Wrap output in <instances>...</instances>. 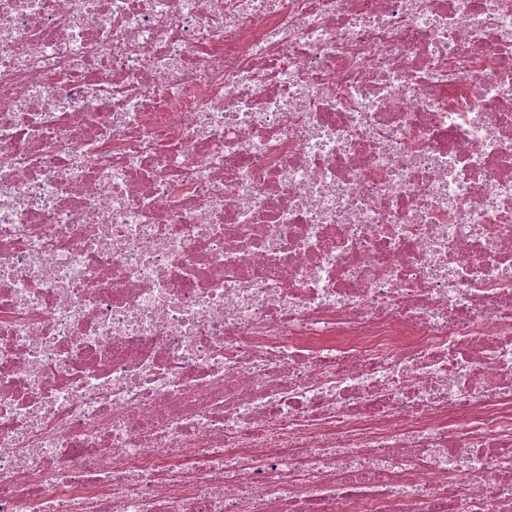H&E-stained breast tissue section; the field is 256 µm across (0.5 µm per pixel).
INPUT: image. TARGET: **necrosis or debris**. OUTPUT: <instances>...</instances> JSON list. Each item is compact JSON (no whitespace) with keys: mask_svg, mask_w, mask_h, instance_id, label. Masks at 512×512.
Returning a JSON list of instances; mask_svg holds the SVG:
<instances>
[{"mask_svg":"<svg viewBox=\"0 0 512 512\" xmlns=\"http://www.w3.org/2000/svg\"><path fill=\"white\" fill-rule=\"evenodd\" d=\"M0 512H512V0H0Z\"/></svg>","mask_w":512,"mask_h":512,"instance_id":"4bbe7bcc","label":"necrosis or debris"}]
</instances>
